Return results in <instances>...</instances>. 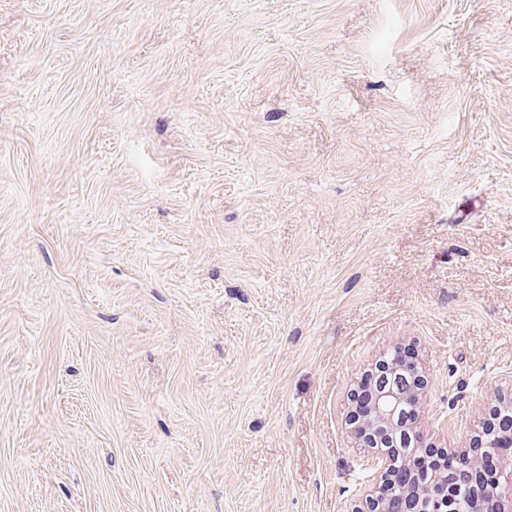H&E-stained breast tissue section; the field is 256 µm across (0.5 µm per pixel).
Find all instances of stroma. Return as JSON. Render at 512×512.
<instances>
[{"label":"stroma","mask_w":512,"mask_h":512,"mask_svg":"<svg viewBox=\"0 0 512 512\" xmlns=\"http://www.w3.org/2000/svg\"><path fill=\"white\" fill-rule=\"evenodd\" d=\"M512 392V0H0V512H351ZM393 369V368H392ZM392 369H380L377 365L376 371L383 372L385 375L378 373L373 376L371 372L362 378L357 391L354 393V406L353 413L356 417V422L364 419L370 410L371 413L368 419V429L370 437L364 440L369 447L373 449H380L382 457L378 458L377 464L381 466L384 471L382 481L386 478L388 473L409 467V462L414 454L421 448H410L409 438L406 433V425H404L403 409L406 404H414L418 415V404L420 401V393L417 389V384L421 387L422 383L414 380L411 385L410 393L400 394L393 390L392 380L389 384L385 385L384 380L388 374L392 373ZM381 376V379H380ZM380 379V381H379ZM379 381V390L376 391L371 399L372 392ZM407 375L403 373L393 380L395 390H404L408 388ZM401 436V444L395 441V436ZM406 447V448H404ZM448 455L439 451L418 452L411 461V469L417 475L423 470L429 476L442 475L448 471ZM382 481L370 496L369 501H365V508L353 509L352 512H383V507L379 506L375 509L377 496L375 493L381 485Z\"/></svg>","instance_id":"stroma-1"}]
</instances>
